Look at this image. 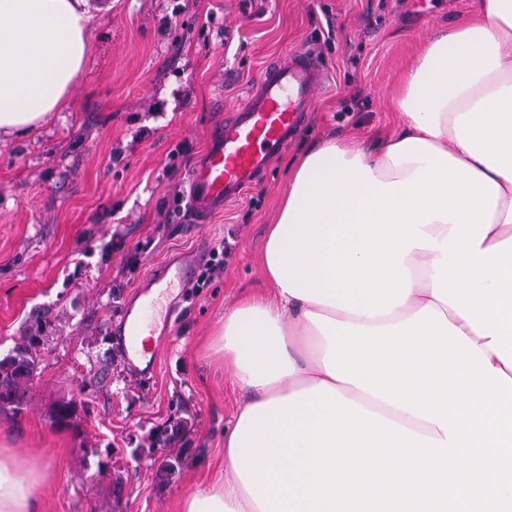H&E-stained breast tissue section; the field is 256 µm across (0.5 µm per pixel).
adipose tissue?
Listing matches in <instances>:
<instances>
[{
	"instance_id": "ef3b65f1",
	"label": "adipose tissue",
	"mask_w": 512,
	"mask_h": 512,
	"mask_svg": "<svg viewBox=\"0 0 512 512\" xmlns=\"http://www.w3.org/2000/svg\"><path fill=\"white\" fill-rule=\"evenodd\" d=\"M86 0H0V136L59 111L88 54ZM400 121L370 146H310L268 225V296L224 315L216 349L247 397L224 431V477L180 512H270L266 434L248 416L321 385L415 433L438 424L329 375L328 320L403 322L444 314L512 377V0H478L466 25L435 31L394 95ZM35 468L0 448V512H39Z\"/></svg>"
}]
</instances>
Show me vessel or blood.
<instances>
[{
	"label": "vessel or blood",
	"mask_w": 512,
	"mask_h": 512,
	"mask_svg": "<svg viewBox=\"0 0 512 512\" xmlns=\"http://www.w3.org/2000/svg\"><path fill=\"white\" fill-rule=\"evenodd\" d=\"M326 79L316 55L304 48L290 50L262 68L244 105L211 130L192 163L187 199L196 223H208L259 181L313 110ZM196 262V255H184L167 268L162 282L188 281ZM122 323V352L131 366L142 355L140 338L150 325L144 314L128 312Z\"/></svg>",
	"instance_id": "1"
}]
</instances>
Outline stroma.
<instances>
[{"label":"stroma","instance_id":"stroma-1","mask_svg":"<svg viewBox=\"0 0 512 512\" xmlns=\"http://www.w3.org/2000/svg\"><path fill=\"white\" fill-rule=\"evenodd\" d=\"M262 6L248 16L241 0H88L89 57L65 106L0 141V354L45 317L33 348L40 375L21 413H0V448L41 465V512H178L183 496L223 474L241 393L211 333L241 296L270 290L264 228L290 162L319 140L370 142L394 129L392 95L419 46L472 17L476 0ZM297 46L328 76L307 122L242 200L210 223L185 222L190 166L209 131L268 61ZM188 250L207 263L223 254L224 269L157 299V354L133 370L118 344L121 317L152 269ZM69 399L72 425L53 426L52 407ZM181 417L190 433L157 447L158 429Z\"/></svg>","mask_w":512,"mask_h":512}]
</instances>
